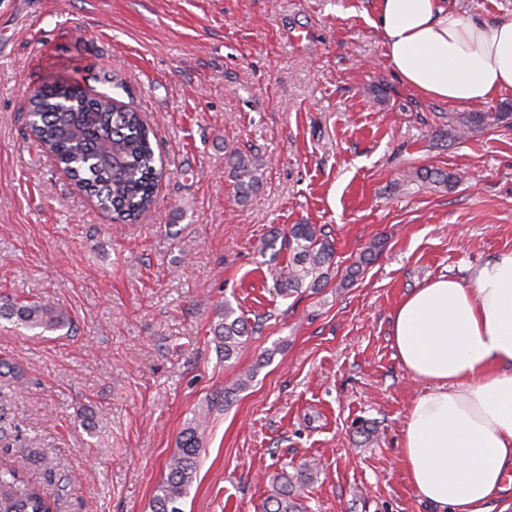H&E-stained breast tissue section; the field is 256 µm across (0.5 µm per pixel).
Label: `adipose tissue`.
Returning a JSON list of instances; mask_svg holds the SVG:
<instances>
[{
	"instance_id": "ef3b65f1",
	"label": "adipose tissue",
	"mask_w": 512,
	"mask_h": 512,
	"mask_svg": "<svg viewBox=\"0 0 512 512\" xmlns=\"http://www.w3.org/2000/svg\"><path fill=\"white\" fill-rule=\"evenodd\" d=\"M372 25L402 84L438 102L512 91V20L476 21L445 0H377ZM395 356L425 390L401 463L437 512H494L512 489V250L415 289L392 315Z\"/></svg>"
}]
</instances>
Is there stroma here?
Listing matches in <instances>:
<instances>
[{"label":"stroma","mask_w":512,"mask_h":512,"mask_svg":"<svg viewBox=\"0 0 512 512\" xmlns=\"http://www.w3.org/2000/svg\"><path fill=\"white\" fill-rule=\"evenodd\" d=\"M374 5L0 0V296L73 320L40 335L0 318L15 368L0 406L17 436L0 459L23 461L56 512H152L202 412L184 512H262L271 475L305 465V512H436L399 464L422 386L394 355L391 318L427 281L512 250V92L449 105L410 91ZM64 69L154 131L164 175L133 223L113 222L29 133L27 93ZM475 112L484 123L455 137ZM234 148L264 163L245 203ZM418 168L455 181H415ZM294 224L321 228L335 260L283 297L272 276ZM372 244L375 261L345 283ZM227 302L261 324L228 361L213 335Z\"/></svg>","instance_id":"stroma-1"}]
</instances>
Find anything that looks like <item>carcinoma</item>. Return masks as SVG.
I'll use <instances>...</instances> for the list:
<instances>
[{
  "instance_id": "obj_1",
  "label": "carcinoma",
  "mask_w": 512,
  "mask_h": 512,
  "mask_svg": "<svg viewBox=\"0 0 512 512\" xmlns=\"http://www.w3.org/2000/svg\"><path fill=\"white\" fill-rule=\"evenodd\" d=\"M28 124L32 135L62 168L77 188L112 214V220H136L155 202L164 167L150 139L151 129L140 113L107 92L81 84L66 73L56 72L39 87L28 102ZM233 189L242 201L257 193L261 164L256 156L233 150L227 155ZM412 178L449 184L445 171L419 168ZM290 262L275 276L279 293L288 296L307 284L320 282L323 268L332 263L335 250L322 231L311 224H293L288 229ZM0 317L40 333L70 328L72 320L63 309L49 303L17 302L0 297ZM255 327L224 304V315L213 334L224 360L231 359L253 334ZM202 420L186 427L179 450L168 465L162 495L154 499L153 512H181L185 497L197 474ZM313 468L304 466L296 477H275L276 494L265 512H302L296 501L298 488L312 479ZM0 512H55V501L30 482L21 466L0 463Z\"/></svg>"
}]
</instances>
